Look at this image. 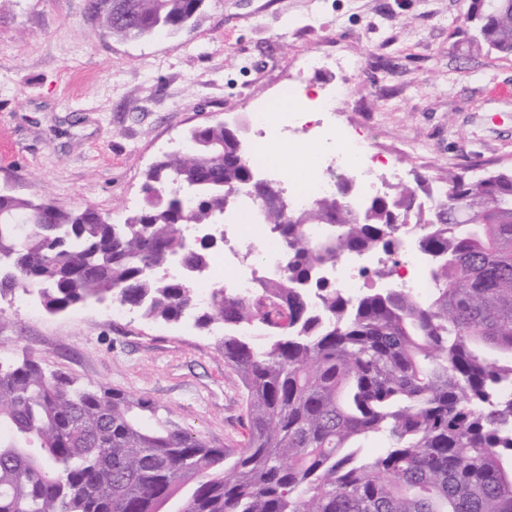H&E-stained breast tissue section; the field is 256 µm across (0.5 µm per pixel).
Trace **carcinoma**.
<instances>
[{"instance_id": "cac0c4a2", "label": "carcinoma", "mask_w": 512, "mask_h": 512, "mask_svg": "<svg viewBox=\"0 0 512 512\" xmlns=\"http://www.w3.org/2000/svg\"><path fill=\"white\" fill-rule=\"evenodd\" d=\"M206 0H90L102 32L175 31ZM478 24L512 55V0ZM239 132L215 122L147 169L139 207L113 218L0 190V297L36 289L64 311L104 297L151 320L198 314L246 394L245 438L215 448L153 402L0 361V512H512V170L440 175L430 203L401 185L358 207L341 178L312 207L258 218ZM223 154L206 164L199 143ZM243 210L282 247L249 291L193 281L213 244L188 228ZM428 257L424 296L393 285L351 295L318 271L342 254ZM397 263L367 277L389 282ZM381 441L373 458L361 455Z\"/></svg>"}]
</instances>
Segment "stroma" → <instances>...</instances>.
<instances>
[{"label": "stroma", "mask_w": 512, "mask_h": 512, "mask_svg": "<svg viewBox=\"0 0 512 512\" xmlns=\"http://www.w3.org/2000/svg\"><path fill=\"white\" fill-rule=\"evenodd\" d=\"M468 0H207L171 34H102L89 0H0V189L63 210L138 205L145 170L214 120L246 127L283 99L346 88L330 125L365 136L416 186L446 170L512 169V56L488 53ZM321 57L318 69L305 66ZM351 66L327 67L334 57ZM221 326L111 304L51 313L0 298V358L152 400L218 447L242 438L245 394Z\"/></svg>", "instance_id": "stroma-1"}]
</instances>
